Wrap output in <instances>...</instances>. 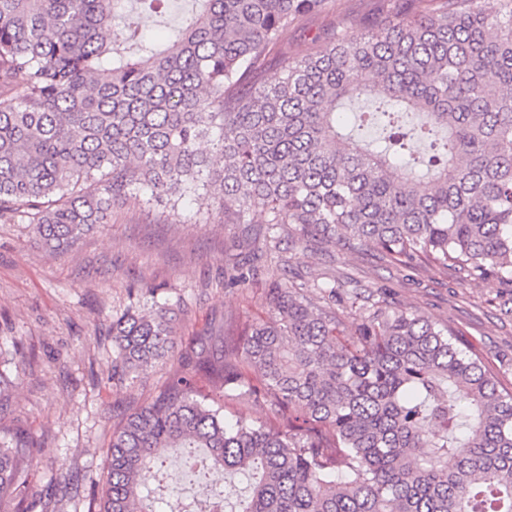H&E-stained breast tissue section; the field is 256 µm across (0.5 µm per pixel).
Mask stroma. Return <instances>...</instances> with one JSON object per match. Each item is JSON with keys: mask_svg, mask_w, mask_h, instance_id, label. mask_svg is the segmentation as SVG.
I'll return each mask as SVG.
<instances>
[{"mask_svg": "<svg viewBox=\"0 0 512 512\" xmlns=\"http://www.w3.org/2000/svg\"><path fill=\"white\" fill-rule=\"evenodd\" d=\"M393 7L332 0L289 33L287 57L315 51L316 36L333 28L359 29L383 12L397 21ZM287 57L273 61L264 82ZM211 212L204 223L192 206L148 210L130 201L59 253L36 243L32 225L0 223V370L18 377L0 425L46 441L28 476L36 512H88L100 496L113 421L143 405L171 371L163 365L113 382L107 330L130 305V289L155 286L156 300L173 309L180 346L223 322L269 319L264 295L278 276L276 258L258 261L246 285L225 287V273L255 250L254 233L225 223L219 207ZM280 251L294 285L335 281V310L348 327L378 300L415 311L448 327L512 391V275L475 280L454 268L392 264L373 251H310L291 236Z\"/></svg>", "mask_w": 512, "mask_h": 512, "instance_id": "stroma-1", "label": "stroma"}]
</instances>
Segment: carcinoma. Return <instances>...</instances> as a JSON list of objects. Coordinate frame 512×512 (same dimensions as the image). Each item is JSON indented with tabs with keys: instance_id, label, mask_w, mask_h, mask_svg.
Segmentation results:
<instances>
[{
	"instance_id": "carcinoma-1",
	"label": "carcinoma",
	"mask_w": 512,
	"mask_h": 512,
	"mask_svg": "<svg viewBox=\"0 0 512 512\" xmlns=\"http://www.w3.org/2000/svg\"><path fill=\"white\" fill-rule=\"evenodd\" d=\"M327 2L192 0L155 41L141 20L172 0H0V221L62 251L115 204L217 198L226 223L263 214L269 244L291 232L304 248L511 274L512 0L491 17L475 0H410L397 23L328 34L259 82ZM350 109L374 141L336 123ZM316 288L277 279L269 320L180 350L165 302L112 318V380L175 369L113 425L98 512H161L144 490L171 448L224 473V491L178 512H512V392L416 312L377 303L346 334L336 286ZM200 376L275 422L227 420ZM44 446L0 427V512H32Z\"/></svg>"
}]
</instances>
